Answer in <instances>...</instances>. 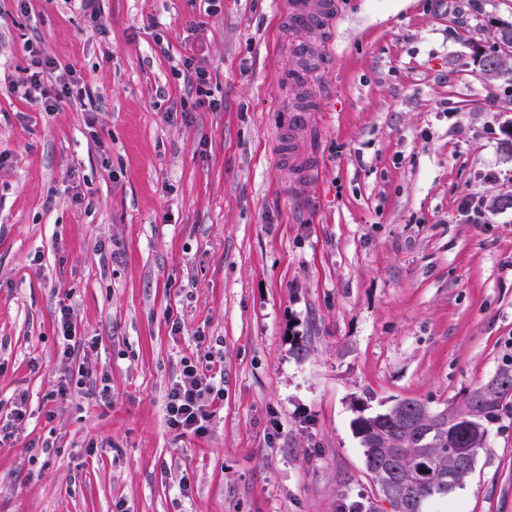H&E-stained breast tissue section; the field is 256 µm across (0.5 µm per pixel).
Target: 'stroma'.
I'll list each match as a JSON object with an SVG mask.
<instances>
[{
  "label": "stroma",
  "instance_id": "stroma-1",
  "mask_svg": "<svg viewBox=\"0 0 512 512\" xmlns=\"http://www.w3.org/2000/svg\"><path fill=\"white\" fill-rule=\"evenodd\" d=\"M98 5L0 0V512H392L357 408L512 365V0H343L317 90L286 0ZM36 56L81 94L26 98ZM305 100L314 185L275 153ZM188 363L224 389L202 435L165 415ZM426 512H512V416Z\"/></svg>",
  "mask_w": 512,
  "mask_h": 512
}]
</instances>
